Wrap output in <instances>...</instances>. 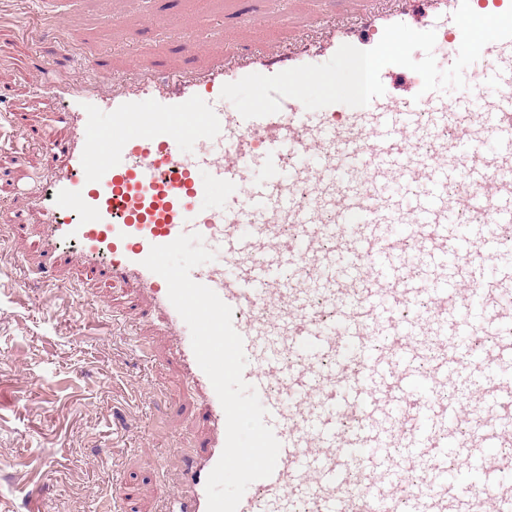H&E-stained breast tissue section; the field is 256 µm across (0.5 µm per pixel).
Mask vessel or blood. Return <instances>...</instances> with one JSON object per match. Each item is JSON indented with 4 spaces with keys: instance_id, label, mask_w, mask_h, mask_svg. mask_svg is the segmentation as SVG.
Segmentation results:
<instances>
[{
    "instance_id": "b4317fda",
    "label": "vessel or blood",
    "mask_w": 512,
    "mask_h": 512,
    "mask_svg": "<svg viewBox=\"0 0 512 512\" xmlns=\"http://www.w3.org/2000/svg\"><path fill=\"white\" fill-rule=\"evenodd\" d=\"M461 1L343 0L332 30L313 44L287 51L228 40L202 69L201 47L187 37L179 44L181 67L162 56L137 59L135 80L113 83L105 95L92 89L110 74L101 57L88 76L49 81L63 101L71 139L51 156V175L32 200L43 216L45 243L77 245L78 265L104 266L112 279L149 297L176 338L187 383L204 394L210 437L187 454L164 512H207L206 482L226 440L225 413L196 361L190 330L165 280L143 264L151 246L194 232L222 261L195 267L191 277L231 307L243 338V378L281 444L273 474L250 484L238 512L298 500L312 512H390L406 489L388 454L396 439L430 459L426 493L415 499L414 512H454L451 453L463 468L480 466L490 512H512V486L496 478L498 459L488 453L474 459L466 444L429 442L460 408L427 417L412 402L441 383L495 373L499 354L474 357L452 343L442 373L414 385L406 365L416 349L413 319L392 322L395 344L387 359L372 357L369 347L389 292L382 267L400 246L380 237L378 225L420 226V251L444 263L448 224L466 212L479 214L486 234L469 247L468 262L479 270L499 266L487 231L512 224V40L483 48L482 77L454 104L433 91L405 103L387 93L365 107L318 110L285 98L279 113L245 119L225 111L220 96L224 84L317 64L344 44L371 49L394 23L435 31L457 54L462 35L453 15ZM104 110L112 117L107 131L99 122ZM422 116L448 126L451 140L423 143ZM192 130L203 147L190 156L182 142ZM215 184L223 186V200L202 208ZM287 224L301 228L291 245L283 237ZM483 285L476 277L432 281L434 320H447L456 308L454 319L464 324L463 312ZM319 287L325 299L316 308L308 295Z\"/></svg>"
}]
</instances>
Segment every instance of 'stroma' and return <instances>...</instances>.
Listing matches in <instances>:
<instances>
[{"label": "stroma", "instance_id": "1", "mask_svg": "<svg viewBox=\"0 0 512 512\" xmlns=\"http://www.w3.org/2000/svg\"><path fill=\"white\" fill-rule=\"evenodd\" d=\"M58 22L38 16V0H0V113L20 135L0 129V506L7 512H163L157 460L207 441L202 399L185 382L160 315L134 285H116L76 263L73 249L46 252L44 226L26 186L47 174V150L62 151L69 128L58 101L38 84L47 69L80 73L108 56L181 58L192 34L204 51L221 38L287 42L298 9L331 17L341 0H50ZM275 12L266 31L229 23L241 4ZM172 19L168 28L149 15ZM64 287L47 286L43 269ZM147 346L141 356L139 346Z\"/></svg>", "mask_w": 512, "mask_h": 512}]
</instances>
